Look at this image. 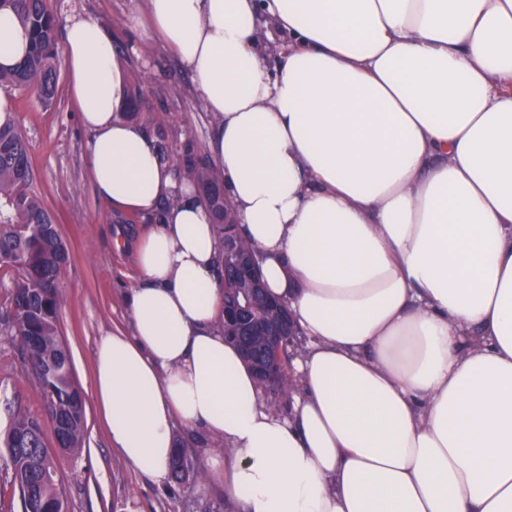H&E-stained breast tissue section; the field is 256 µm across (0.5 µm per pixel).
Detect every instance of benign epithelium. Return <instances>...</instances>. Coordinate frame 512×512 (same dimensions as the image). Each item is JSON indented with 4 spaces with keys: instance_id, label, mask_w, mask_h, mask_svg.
<instances>
[{
    "instance_id": "obj_1",
    "label": "benign epithelium",
    "mask_w": 512,
    "mask_h": 512,
    "mask_svg": "<svg viewBox=\"0 0 512 512\" xmlns=\"http://www.w3.org/2000/svg\"><path fill=\"white\" fill-rule=\"evenodd\" d=\"M224 289L232 300L224 303V335L241 348L259 383L277 386L292 370V348L299 331L287 302L266 294L256 260L240 250L237 237L224 233ZM276 313L267 326L265 314Z\"/></svg>"
}]
</instances>
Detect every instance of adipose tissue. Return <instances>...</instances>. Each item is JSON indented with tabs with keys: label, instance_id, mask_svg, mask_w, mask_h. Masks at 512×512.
<instances>
[{
	"label": "adipose tissue",
	"instance_id": "adipose-tissue-1",
	"mask_svg": "<svg viewBox=\"0 0 512 512\" xmlns=\"http://www.w3.org/2000/svg\"><path fill=\"white\" fill-rule=\"evenodd\" d=\"M215 120L208 155L307 339L282 416L218 321L219 235L123 117L111 31L63 65L106 207L133 240L131 332L94 349L125 461L166 481L175 429L224 440L240 512H512V0H144ZM286 40L269 73L259 14ZM29 39L0 11V67ZM173 206H166V199Z\"/></svg>",
	"mask_w": 512,
	"mask_h": 512
}]
</instances>
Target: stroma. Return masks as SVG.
Listing matches in <instances>:
<instances>
[{
  "label": "stroma",
  "mask_w": 512,
  "mask_h": 512,
  "mask_svg": "<svg viewBox=\"0 0 512 512\" xmlns=\"http://www.w3.org/2000/svg\"><path fill=\"white\" fill-rule=\"evenodd\" d=\"M49 5L64 20L75 13L100 19L121 47L127 70L144 71L143 89L152 109L168 118L172 143L190 138L206 148L213 119L192 74L148 30L133 23L139 0H49ZM11 98L14 122L28 141L34 189L57 214L71 253L60 276L65 304L59 328L74 377L87 395V429L81 455L55 456L69 512H235L211 478L159 484L111 448L89 393L97 337L131 324L124 297L138 276L132 252L117 250L114 243L117 229L127 226L129 218L111 215L94 189L84 162L86 132L70 98L67 75L59 77L52 106H43L31 92H15ZM7 401L32 414L42 411L37 384L18 346L0 335V405Z\"/></svg>",
  "instance_id": "obj_1"
}]
</instances>
